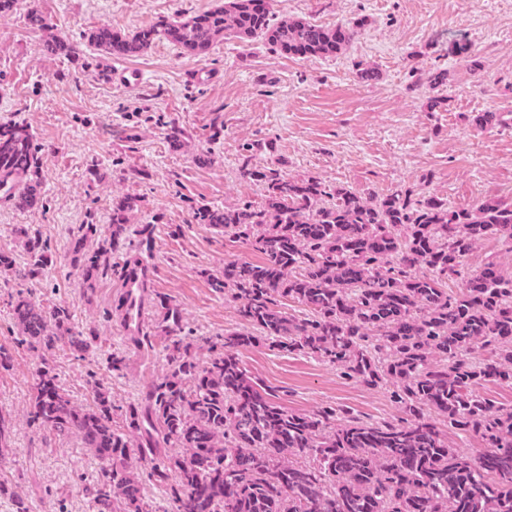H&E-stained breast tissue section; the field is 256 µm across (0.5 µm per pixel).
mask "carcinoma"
<instances>
[{
  "label": "carcinoma",
  "mask_w": 512,
  "mask_h": 512,
  "mask_svg": "<svg viewBox=\"0 0 512 512\" xmlns=\"http://www.w3.org/2000/svg\"><path fill=\"white\" fill-rule=\"evenodd\" d=\"M354 35L346 25L275 23L269 0H224L132 34L99 26L85 39L108 57H137L160 41L202 55L228 36L259 39L286 55L330 57ZM44 50L69 55L73 46L52 35ZM39 168L27 126L0 121V187L17 209L39 202ZM245 174L266 184L261 205H203L194 219L250 241L263 258L225 264L214 287L231 293L241 319L272 347L389 387L408 420L338 424L334 408L292 413L241 364L239 350L255 336L234 332L209 343L201 367L180 309L165 301L170 371L148 386L143 405L128 407L123 426L112 425L107 389L97 387L84 406L53 368L36 371L29 417L47 431L78 436L103 463L90 490L99 512H153L146 480L170 487L173 512H512V408L473 392L487 381L512 382V271L493 260L464 271L467 255L488 238L512 253V206L485 200L450 210L432 196L365 198L312 179ZM137 210L138 198L125 195L112 202L108 233L82 226L72 251L87 288L107 273ZM452 276L464 281L456 294L445 288ZM282 300L310 317L289 314ZM13 313L32 349L91 346L66 306L47 309L20 297ZM450 429L491 451L477 462L460 457L448 443ZM163 445L179 452L163 455Z\"/></svg>",
  "instance_id": "cac0c4a2"
}]
</instances>
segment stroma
I'll return each instance as SVG.
<instances>
[{
    "instance_id": "35a3bbf8",
    "label": "stroma",
    "mask_w": 512,
    "mask_h": 512,
    "mask_svg": "<svg viewBox=\"0 0 512 512\" xmlns=\"http://www.w3.org/2000/svg\"><path fill=\"white\" fill-rule=\"evenodd\" d=\"M220 3L19 0L0 16V121L28 126L39 147L42 194L24 211L0 202V249L14 260L0 270V348L11 355L0 368V416L9 431L0 450V512H17L21 502L29 512H98L88 490L101 462L80 438L50 434L26 415L41 363L84 405L94 383L120 405L141 398L167 370L162 337L133 349L113 317L118 283L106 277L86 290L72 262V238L85 224L107 227L113 199H139L113 261L141 254L151 268L148 306L162 298L177 303L186 333L199 341L247 329L213 283L225 263H257L262 255L193 219L203 205L261 203L264 185L244 170L273 169L365 197L408 190L452 210L467 204L461 188L475 187L479 198L512 205V0H270L277 21L356 27L332 57L288 56L259 40L229 39L200 56L159 42L140 57L103 58L83 40L100 25L133 33ZM33 5L51 32L28 26ZM51 34L77 53L47 54ZM460 37L468 53L454 50ZM117 67L141 72V87L113 82ZM367 69L375 79L361 80ZM436 72L447 76L439 87L428 83ZM487 112L493 121L478 126ZM174 125L188 141L180 149L169 144ZM32 241L48 256L34 278ZM21 295L69 307L75 327L103 337V346L81 356L63 344L43 354L19 346L12 306ZM115 354L126 359L118 374L108 370ZM239 358L289 411L344 408L367 424L404 418L385 387L343 378L334 365L263 340Z\"/></svg>"
}]
</instances>
